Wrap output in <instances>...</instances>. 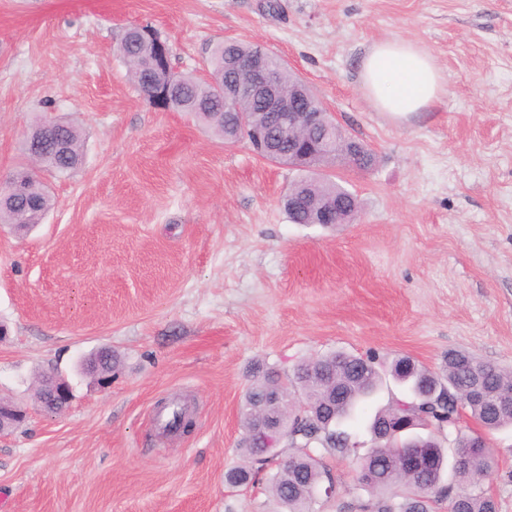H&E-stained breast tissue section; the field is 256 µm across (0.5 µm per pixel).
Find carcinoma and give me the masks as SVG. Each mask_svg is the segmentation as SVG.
<instances>
[{
    "mask_svg": "<svg viewBox=\"0 0 512 512\" xmlns=\"http://www.w3.org/2000/svg\"><path fill=\"white\" fill-rule=\"evenodd\" d=\"M162 42L159 33L149 26L142 33L134 26L127 28L120 41L118 53L131 81L141 91L152 80L166 81V72L155 67ZM258 48L259 44L252 42H216L209 58L212 78H224L225 58L248 56ZM268 57L284 85L300 81L279 57L271 52ZM172 88L180 97V111L192 113L224 140L237 136L241 113L249 112L254 118L260 111L249 98L239 99L229 111L224 108V96L216 93L212 84L190 76L173 74ZM34 133L43 136L41 143L48 155L46 169L69 175L79 168L83 161L82 136L76 126L60 119H39L29 130V134ZM345 140L341 128L335 127L330 134L332 147L320 157L321 166H336ZM13 179L21 183L25 196L0 206V224H31L36 215L29 206L39 203L50 207L52 199L31 171L17 170ZM307 192L308 209L288 213L291 222L308 223L309 210L334 195L346 198L349 221L357 219V199L336 181L315 179L307 185ZM389 373L404 394L391 398L368 422L370 448L362 453L354 424L358 407L372 400L382 386V363L376 353L333 351L298 363L289 375L257 367L242 407L248 432L239 444L242 462L225 473L227 485L265 486L279 512H321L328 501L317 498L316 489L335 481L325 458L351 457L356 460L355 474L370 472L373 483L362 488L364 494L342 504L343 512H435L444 501L448 512H497L495 499L483 487L494 471L492 448L475 454L470 443L476 435L462 431L458 422L461 413L467 411L487 430L512 427V372L454 352L448 354L439 372L403 355L390 363ZM276 392L285 393L274 406L282 427L276 443H285L288 456L271 472L272 458L249 432L255 404ZM382 421L416 427L429 423L454 435L456 482L444 480L447 438L424 439L408 430L381 444L373 434ZM419 445L428 449L431 464L420 475L409 476L403 472L400 458L404 450Z\"/></svg>",
    "mask_w": 512,
    "mask_h": 512,
    "instance_id": "cac0c4a2",
    "label": "carcinoma"
}]
</instances>
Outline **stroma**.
Returning a JSON list of instances; mask_svg holds the SVG:
<instances>
[{"mask_svg": "<svg viewBox=\"0 0 512 512\" xmlns=\"http://www.w3.org/2000/svg\"><path fill=\"white\" fill-rule=\"evenodd\" d=\"M166 38L208 79L212 44H263L298 73L372 167L333 168L356 221L294 224L297 173L155 109L117 46ZM427 50L446 92L398 120L359 81L375 42ZM40 118L83 132L84 162L37 170L54 200L25 236L0 224V399L28 418L0 437V512H274L232 489L253 364L288 371L338 349L438 369L464 351L512 370V0H0V177L30 162ZM114 357L107 382L80 363ZM73 397L43 411L38 381ZM186 402L160 436L161 401ZM485 487L512 512V429L489 434Z\"/></svg>", "mask_w": 512, "mask_h": 512, "instance_id": "35a3bbf8", "label": "stroma"}]
</instances>
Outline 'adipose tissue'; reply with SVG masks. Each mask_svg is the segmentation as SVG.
Returning <instances> with one entry per match:
<instances>
[{
	"mask_svg": "<svg viewBox=\"0 0 512 512\" xmlns=\"http://www.w3.org/2000/svg\"><path fill=\"white\" fill-rule=\"evenodd\" d=\"M360 80L374 105L395 117L425 110L445 92L433 57L413 42H376L360 63Z\"/></svg>",
	"mask_w": 512,
	"mask_h": 512,
	"instance_id": "1",
	"label": "adipose tissue"
}]
</instances>
